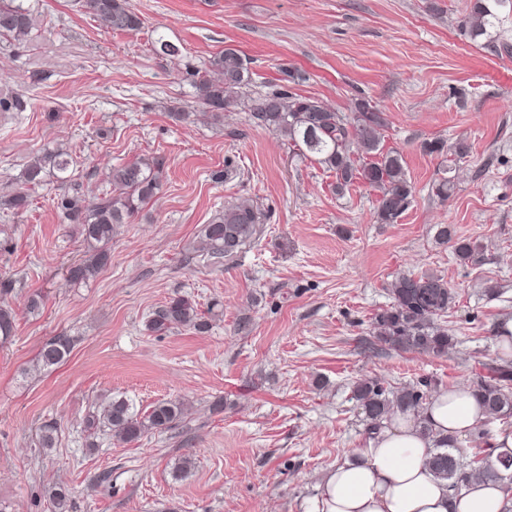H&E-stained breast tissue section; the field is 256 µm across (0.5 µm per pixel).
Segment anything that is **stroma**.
<instances>
[{"label":"stroma","mask_w":512,"mask_h":512,"mask_svg":"<svg viewBox=\"0 0 512 512\" xmlns=\"http://www.w3.org/2000/svg\"><path fill=\"white\" fill-rule=\"evenodd\" d=\"M19 2L36 27L23 42L0 35V102L26 103L0 111V196L29 201L0 209V281L14 282L0 304L15 312L0 342V512H55L59 486L69 512H309L326 469L367 439L358 381L397 391L428 379L436 394L512 362L498 345L512 320V50L461 36L470 0H129L143 24L127 32L80 0ZM160 36L178 56L155 53ZM228 44L249 60L253 92L292 71L305 76L294 92L345 113L364 98L385 114L382 147L400 152L414 187L396 223H378V190L336 194L332 173L250 125L246 108L204 112L193 73ZM432 139L467 154L424 152ZM58 143L74 158L72 193L89 202L111 192L113 168L164 163L157 196L119 225L110 264L85 282L68 277L85 248L55 180L22 178ZM444 176L455 184L445 201ZM242 198L263 214L254 238L229 258L199 251L204 224ZM441 224L481 245L475 261L437 244ZM404 274L453 289L439 321L454 338L447 354L373 334ZM177 294L213 311L208 332L148 330ZM58 335L71 354L32 372ZM107 395L142 414L179 399L188 411L121 443L86 427ZM50 423L56 444L44 448Z\"/></svg>","instance_id":"obj_1"}]
</instances>
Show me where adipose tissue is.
<instances>
[{
	"label": "adipose tissue",
	"mask_w": 512,
	"mask_h": 512,
	"mask_svg": "<svg viewBox=\"0 0 512 512\" xmlns=\"http://www.w3.org/2000/svg\"><path fill=\"white\" fill-rule=\"evenodd\" d=\"M424 414L434 431L463 436L484 417L469 387L432 397ZM434 445L410 417L371 435L354 458L329 468L311 512H512V484L474 482L459 493L428 468Z\"/></svg>",
	"instance_id": "1"
}]
</instances>
